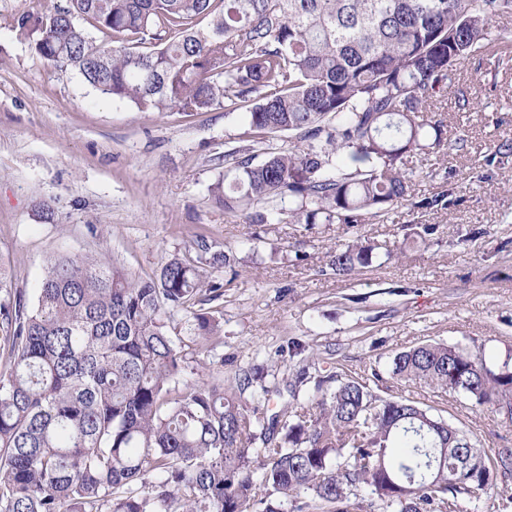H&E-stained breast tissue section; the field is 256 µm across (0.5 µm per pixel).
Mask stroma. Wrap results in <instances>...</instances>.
Masks as SVG:
<instances>
[{
	"label": "stroma",
	"mask_w": 512,
	"mask_h": 512,
	"mask_svg": "<svg viewBox=\"0 0 512 512\" xmlns=\"http://www.w3.org/2000/svg\"><path fill=\"white\" fill-rule=\"evenodd\" d=\"M0 0V274L34 302L47 261L91 255L136 276L171 256L195 259V241L228 251L217 303L221 335L197 358L223 359L225 376L260 365L295 382L303 367L376 380L378 394L409 397L471 433L494 454L512 448V421L486 407L392 379L397 352L427 342L484 349L512 367V69L462 68L475 109L447 115L459 151L411 157L415 192L451 191L448 209L395 205L369 224H251L225 213L209 187L227 142L251 136L244 111L140 112L100 95L72 71L19 41L13 20L36 4ZM432 234L418 238L423 226ZM380 263L336 275L327 253L357 236ZM303 350L289 356V342ZM297 382V381H296Z\"/></svg>",
	"instance_id": "1"
}]
</instances>
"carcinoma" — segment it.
<instances>
[{
    "label": "carcinoma",
    "mask_w": 512,
    "mask_h": 512,
    "mask_svg": "<svg viewBox=\"0 0 512 512\" xmlns=\"http://www.w3.org/2000/svg\"><path fill=\"white\" fill-rule=\"evenodd\" d=\"M512 0H66L18 17L36 53L140 112H235L251 144L224 154L210 188L250 223L363 224L414 200L408 158L444 145L438 94L474 110L460 67L512 45L492 23ZM287 134L288 149L269 141ZM190 262L135 277L92 257H55L36 304L0 299V512H448L512 473L420 402L329 370L284 396L259 368L233 377L186 352L217 336L199 312L223 299L205 265L234 261L204 238ZM378 257L366 238L327 252L348 276ZM186 330L180 336L179 329ZM394 379L506 415L512 370L485 351L424 343ZM276 402L278 410L269 409Z\"/></svg>",
    "instance_id": "carcinoma-1"
}]
</instances>
